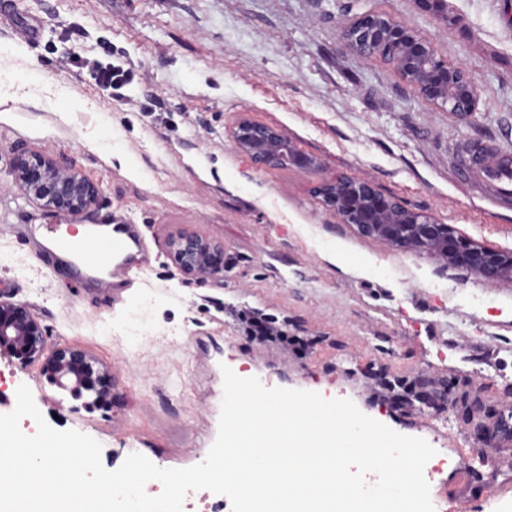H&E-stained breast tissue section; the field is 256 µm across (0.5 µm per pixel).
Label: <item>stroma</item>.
Returning <instances> with one entry per match:
<instances>
[{
  "mask_svg": "<svg viewBox=\"0 0 512 512\" xmlns=\"http://www.w3.org/2000/svg\"><path fill=\"white\" fill-rule=\"evenodd\" d=\"M0 0V293L29 303L48 346L69 343L112 367L107 407L50 386L43 362L0 356V414L25 385L50 426L102 446L106 469L133 453L164 469L201 463L215 441L223 367L268 388L352 400L393 431L426 440L454 468L434 475L440 512H512V437L470 471L477 431L512 419V282L486 285L424 252L396 249L339 223L313 194L339 175L512 251V209L462 180L459 152L512 148V0ZM369 12L429 40L478 83L471 122L410 91L390 65L342 49ZM132 66L108 97L68 65L73 54ZM278 127L317 156L313 172L259 169L237 152L240 118ZM66 158L103 188L90 224H136L149 262L120 301L79 287L35 255L21 224H68L7 188L15 157ZM181 228L222 243L224 276L205 283L166 255ZM288 322L310 344L261 347L230 310ZM432 383L440 411L390 397L388 383Z\"/></svg>",
  "mask_w": 512,
  "mask_h": 512,
  "instance_id": "stroma-1",
  "label": "stroma"
}]
</instances>
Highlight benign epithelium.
<instances>
[{
    "label": "benign epithelium",
    "instance_id": "benign-epithelium-1",
    "mask_svg": "<svg viewBox=\"0 0 512 512\" xmlns=\"http://www.w3.org/2000/svg\"><path fill=\"white\" fill-rule=\"evenodd\" d=\"M342 46L364 59L390 64L415 94L461 122L469 121L478 109L480 90L469 73L437 57L430 41L387 15L368 13L359 17L344 30ZM232 141L235 149L259 168L308 172L320 167L317 157L297 149L278 128L247 118L234 129ZM10 175V186L44 210L75 218L95 208L103 195L102 188L78 169L38 151L21 154ZM313 192L339 223L353 226L362 236L399 250L426 252L450 268L476 275L489 286L512 281V251L457 236L449 225L383 194L370 180L338 176L318 183ZM167 248L169 259L188 276L207 281L224 273V266L213 262V256L224 252V246L188 229L173 235ZM46 350V334L32 308L0 293V354L21 365L45 356L49 385L69 391L87 409L105 404L112 391V384L106 381L112 368L78 346L60 345L49 354ZM502 431L509 433L512 427L502 422L498 428L480 430L482 445L478 451L493 452L497 434Z\"/></svg>",
    "mask_w": 512,
    "mask_h": 512
}]
</instances>
